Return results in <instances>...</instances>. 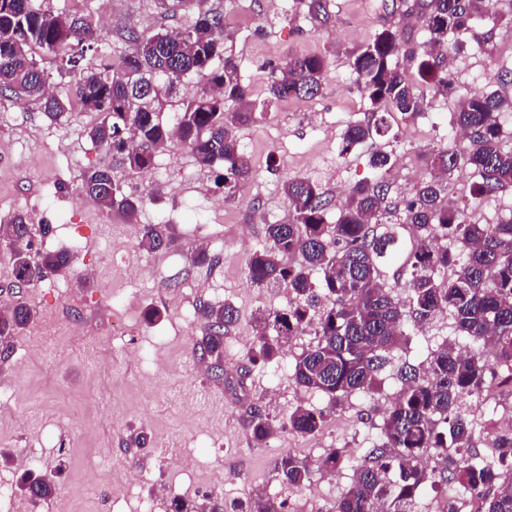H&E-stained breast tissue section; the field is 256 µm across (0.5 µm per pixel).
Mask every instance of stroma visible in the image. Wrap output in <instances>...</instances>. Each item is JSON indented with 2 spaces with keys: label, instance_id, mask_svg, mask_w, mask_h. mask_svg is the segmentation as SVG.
I'll return each mask as SVG.
<instances>
[{
  "label": "stroma",
  "instance_id": "obj_1",
  "mask_svg": "<svg viewBox=\"0 0 512 512\" xmlns=\"http://www.w3.org/2000/svg\"><path fill=\"white\" fill-rule=\"evenodd\" d=\"M34 5L89 18L100 32L99 50L113 57L130 54L129 30L175 29L190 24L194 9L166 10L162 0H33ZM384 0H327V20L300 7L299 0H203L224 14V52L239 64L253 100L267 93L268 63L286 53L328 58L323 94L290 97L268 115L242 127L241 146L252 157L256 177L243 197L225 200L216 188V169L200 167L179 141L167 144L149 173L118 170L126 192L155 191L134 217L103 212L80 189L85 171L113 166L111 152L87 140L96 117L72 111L48 119L32 104L0 103V220L26 215L50 225L36 236L33 253L74 252L66 274L37 287L13 289L11 250L0 244V309L25 301L46 324L42 335L22 330L11 355L0 361V383L12 386L0 406V478L19 480L26 458H40L54 495L31 512H137L140 499L168 512L179 496L203 502L214 492L225 501L250 504L281 492L276 461L283 452L317 460L331 449L342 454L338 472L314 473L302 490L286 494L285 512H309L312 500L331 508L344 493L367 448L377 440L382 416L401 387L392 369L373 394L345 397L317 434L278 432L262 446L247 434L253 405H267L277 421H287L300 405L322 409L328 400L298 387L293 362L313 338L292 337L278 362L250 366L245 355L255 341L259 310L280 309L288 295L280 288L256 287L247 275L248 256L266 243L265 227L288 219L282 182L304 176L340 201L357 182L372 179L366 147L341 151L348 125L362 120L370 103L352 84L350 59L381 27L399 28L411 42L425 38L419 19ZM480 43L455 55L456 92L434 101L423 115L391 121L387 152L399 158L393 187L403 191L426 177L420 155L454 141L450 112L475 90H501V67H512V24L481 32ZM473 177L461 168L448 178V199L471 201L467 220L494 224L512 215V190L473 198ZM166 227L168 244L149 253L139 247L144 225ZM209 238L212 263L195 260L199 241ZM85 243L75 251L76 243ZM229 301L239 320L224 338V383L213 382L210 361L196 345L203 335L200 302ZM157 308L159 321L145 319ZM126 323L124 335L111 331L113 318ZM401 359L417 364L429 350L452 339L448 319L411 328ZM138 479L124 488L127 474Z\"/></svg>",
  "mask_w": 512,
  "mask_h": 512
}]
</instances>
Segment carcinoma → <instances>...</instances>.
Masks as SVG:
<instances>
[{
    "label": "carcinoma",
    "instance_id": "cac0c4a2",
    "mask_svg": "<svg viewBox=\"0 0 512 512\" xmlns=\"http://www.w3.org/2000/svg\"><path fill=\"white\" fill-rule=\"evenodd\" d=\"M423 20L427 41L407 47L396 29L375 32L351 57L356 90L373 105L364 119L347 127L342 152L369 143L371 180L355 184L336 208L317 183L301 176L283 183L291 217L265 225L266 245L247 260L258 286L277 284L290 295L283 309L255 317L256 342L246 355L250 364L270 363L282 344L310 331L314 342L295 359L293 378L306 391L326 396L332 406L352 393H370L380 373L408 340V327H421L438 314L451 316L455 335L467 354L444 342L415 366L403 362L397 379L401 391L385 412L380 434L366 462L355 472L346 493L328 512H375L391 500L407 505L425 488L454 484L466 498L478 495L480 512H512V427L494 432L496 459L477 460L476 433L465 412L464 397L480 392L487 376L500 372V386L512 395V218L498 224H474L448 201L446 180L458 166L471 169L476 195L512 188V150L502 147L500 113L512 111V97L483 93L462 101L450 125L463 131L466 145L431 150L424 157L429 177L404 192L393 193L390 173L395 159L376 138L388 136V116L414 119L430 103L454 94L448 67L477 26L512 24V0H416L407 6ZM132 53L118 59L97 50V33L84 18L36 8L32 0H0V100L30 102L57 119L78 104L99 120L86 135L92 145L112 152L119 166L143 173L156 154L177 137L206 167L219 163L215 178L224 198L236 199L255 176L252 157L241 147L237 131L264 115L280 99H313L324 90L328 60L324 55L286 54L268 66L267 97L254 103L237 61L221 57L224 13L200 9L183 30L129 31ZM95 62L83 64L84 52ZM59 59L72 74L64 91L53 93L36 56ZM417 64L420 82L400 66L399 58ZM174 99L180 112L174 124L163 119L161 99ZM80 188L101 208L117 207L133 215L147 196L132 197L105 169L84 173ZM411 227L417 245L400 256L398 229ZM166 228L144 226L139 247L161 248ZM454 242L449 248L446 241ZM397 260L398 300L383 280L382 267ZM74 258L67 252H44L39 260L13 261V286L28 288L65 272ZM452 270L446 279L438 273ZM204 336L201 356L214 361L215 377L224 378V336L239 320L230 303L199 306ZM37 318L26 302L0 311V351L8 339ZM330 411L296 407L288 423L275 424L256 406L246 430L257 445L277 431L313 435L327 424ZM437 466L427 468L423 456ZM340 454L333 450L316 463L283 454L277 462L281 483L301 489L314 472L334 473ZM44 500L54 484L29 473L20 487ZM199 505L182 497L172 512H227L224 498L207 497ZM286 501L273 494L258 499V512H284Z\"/></svg>",
    "mask_w": 512,
    "mask_h": 512
}]
</instances>
